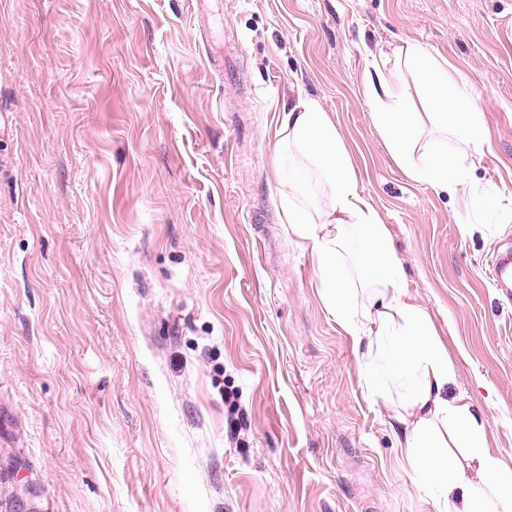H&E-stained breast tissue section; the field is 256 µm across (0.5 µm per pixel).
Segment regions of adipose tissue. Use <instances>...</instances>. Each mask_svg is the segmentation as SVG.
<instances>
[{"instance_id":"ef3b65f1","label":"adipose tissue","mask_w":512,"mask_h":512,"mask_svg":"<svg viewBox=\"0 0 512 512\" xmlns=\"http://www.w3.org/2000/svg\"><path fill=\"white\" fill-rule=\"evenodd\" d=\"M393 71L366 72L372 121L394 160L414 181L476 206L498 198L474 189L446 141L421 140L424 122L452 131L462 153L491 147L473 92L431 52L395 47ZM430 109L421 115L418 102ZM273 168L282 223L306 246L318 271L320 300L359 354V385L389 398L388 375L407 380L392 428L415 484L433 512H512V463L487 449L484 418L451 393L457 369L427 311L410 295L388 225L359 185L350 151L329 114L306 95L285 111Z\"/></svg>"}]
</instances>
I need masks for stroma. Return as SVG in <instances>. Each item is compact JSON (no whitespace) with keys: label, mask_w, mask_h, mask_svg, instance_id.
I'll use <instances>...</instances> for the list:
<instances>
[{"label":"stroma","mask_w":512,"mask_h":512,"mask_svg":"<svg viewBox=\"0 0 512 512\" xmlns=\"http://www.w3.org/2000/svg\"><path fill=\"white\" fill-rule=\"evenodd\" d=\"M0 0V512H431L358 383L276 132L328 112L454 393L512 455V0ZM483 87L494 208L394 162L364 77L403 42ZM223 57V68L211 60ZM506 248L497 255L490 272V278L497 290L507 298H512V245L504 244ZM503 245V246H504Z\"/></svg>","instance_id":"stroma-1"}]
</instances>
